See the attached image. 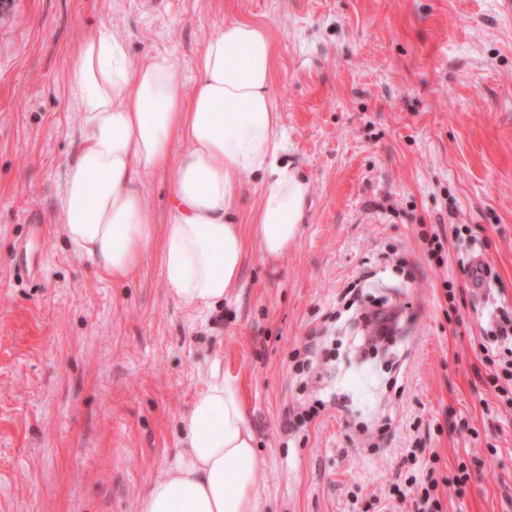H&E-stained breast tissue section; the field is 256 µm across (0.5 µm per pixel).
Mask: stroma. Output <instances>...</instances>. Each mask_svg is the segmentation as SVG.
Returning a JSON list of instances; mask_svg holds the SVG:
<instances>
[{
  "mask_svg": "<svg viewBox=\"0 0 512 512\" xmlns=\"http://www.w3.org/2000/svg\"><path fill=\"white\" fill-rule=\"evenodd\" d=\"M498 2L0 0V512H136L216 363L255 434L256 512H399L428 466L444 512H512V404L482 350L512 311V15ZM230 20L271 34L280 156L310 194L297 243L272 265L248 254L231 297L201 311L169 295L159 250L115 282L61 237L80 146L67 69L109 24L131 66L166 56L189 89ZM434 225L440 266L422 236ZM377 311L391 330L361 350ZM318 399L319 416L285 426Z\"/></svg>",
  "mask_w": 512,
  "mask_h": 512,
  "instance_id": "obj_1",
  "label": "stroma"
}]
</instances>
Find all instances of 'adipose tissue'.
<instances>
[{"label":"adipose tissue","instance_id":"adipose-tissue-1","mask_svg":"<svg viewBox=\"0 0 512 512\" xmlns=\"http://www.w3.org/2000/svg\"><path fill=\"white\" fill-rule=\"evenodd\" d=\"M274 46L267 28L225 22L196 61L193 93L161 56L128 64L124 37L110 25L86 32L68 70L81 114L80 148L67 163L62 232L77 253L110 275L129 278L153 241L161 276L188 307L223 304L246 254L240 177L256 176L261 202L252 225L261 260L295 244L310 186L279 160L273 103ZM186 143L174 153L175 143ZM168 176V220L158 225L142 180ZM181 445L165 478L140 498L137 512H255V438L234 376L212 365L181 417Z\"/></svg>","mask_w":512,"mask_h":512}]
</instances>
